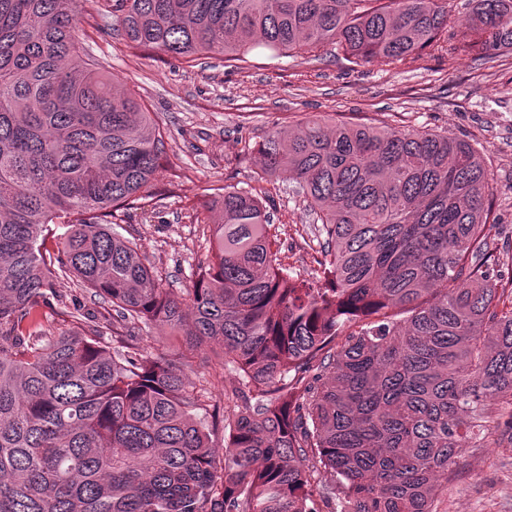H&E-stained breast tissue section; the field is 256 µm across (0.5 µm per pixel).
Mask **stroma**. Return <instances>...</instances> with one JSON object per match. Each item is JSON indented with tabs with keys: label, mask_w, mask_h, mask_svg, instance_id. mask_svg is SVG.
<instances>
[{
	"label": "stroma",
	"mask_w": 512,
	"mask_h": 512,
	"mask_svg": "<svg viewBox=\"0 0 512 512\" xmlns=\"http://www.w3.org/2000/svg\"><path fill=\"white\" fill-rule=\"evenodd\" d=\"M105 0H84L82 27L90 50L121 88L141 97L162 119L165 146L177 179L160 175L163 194L125 210L118 233L135 240L142 257L175 295L189 287L209 256L195 218L214 189L252 190L273 224L289 234L280 257L302 278L318 281L321 246L312 217L292 184L261 180L251 148L273 129L313 114L382 129L447 133L477 148L490 174L499 225L494 255L512 272V51L485 63L471 55L425 49L405 64L355 65L336 53L270 57L255 49L231 67L220 59L187 64L167 56H137L112 31ZM189 382L206 385L213 368L208 348L170 347ZM442 512H512V452L461 449L448 472Z\"/></svg>",
	"instance_id": "35a3bbf8"
}]
</instances>
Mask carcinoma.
Masks as SVG:
<instances>
[{
	"mask_svg": "<svg viewBox=\"0 0 512 512\" xmlns=\"http://www.w3.org/2000/svg\"><path fill=\"white\" fill-rule=\"evenodd\" d=\"M81 0H0V512H440L471 440L512 447V276L489 266L491 179L446 133L322 116L255 149L315 215L323 282L283 265L255 194L206 207L182 298L115 231L155 193L164 130L80 45ZM126 46L192 63L328 48L406 63L512 50V0H110ZM67 231L46 245L50 225ZM69 280L102 312L67 304ZM54 306L70 327L43 329ZM186 332L239 371L224 445L203 392L131 337Z\"/></svg>",
	"mask_w": 512,
	"mask_h": 512,
	"instance_id": "1",
	"label": "carcinoma"
}]
</instances>
